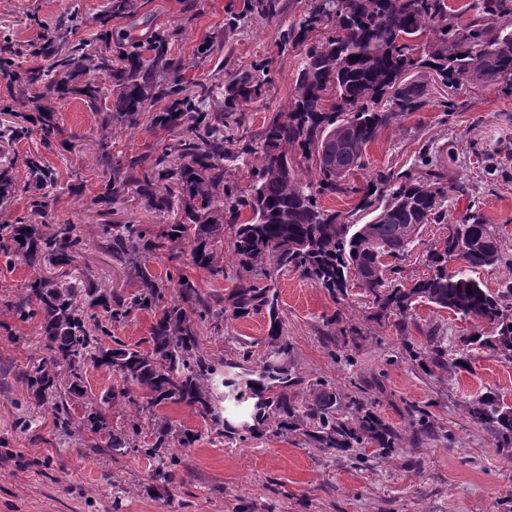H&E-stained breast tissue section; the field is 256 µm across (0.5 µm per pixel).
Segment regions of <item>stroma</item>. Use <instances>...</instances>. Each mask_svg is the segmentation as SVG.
I'll return each mask as SVG.
<instances>
[{
  "label": "stroma",
  "mask_w": 512,
  "mask_h": 512,
  "mask_svg": "<svg viewBox=\"0 0 512 512\" xmlns=\"http://www.w3.org/2000/svg\"><path fill=\"white\" fill-rule=\"evenodd\" d=\"M246 0H134L133 10L113 14L108 26L99 15L110 0H0V53L7 42L40 46L59 20L71 12L82 18L67 40L91 52L135 50L152 59L156 37H164L178 61L187 93L208 89L205 106L218 136L231 142L256 137L289 102L304 49L280 50L281 34L307 14L311 0H277L272 17L246 14ZM266 63L267 80L257 102L225 112L224 86L242 71ZM417 82L428 88L427 104L383 128L366 150L364 169L349 181L351 195L319 197L322 209L354 213L358 188L380 171L422 172L429 160L448 172L445 219L425 225L386 282L398 288L426 275L427 255L470 212L479 213L499 233L512 257V89L502 84L461 81L443 84L436 72L417 68ZM60 135L42 147L39 135L13 143L0 141V168L40 155L57 181L47 221L70 222L93 234L102 224H138L150 231L174 224L180 211L159 212L128 191L112 203L99 201L109 174L99 163L101 143H109L113 163L175 143L180 130L154 126L159 102H148L136 122L93 112L77 92L52 98ZM226 278L214 281L195 267L189 249L151 256L156 276L179 269L206 292L228 295L238 268L233 240H224ZM72 268L83 287L130 296L137 289L133 267L121 264L89 242ZM32 272L25 263L0 266V512H512V452L475 423L468 407L495 391L512 403V362L488 349L472 353L470 369H440L426 361L425 333L439 326L449 354L464 347L471 321L427 304L414 305L412 320L398 329L395 316L380 312L357 286L332 295L290 268L258 276L272 282L288 340L287 365L302 378L290 395L297 410L335 393L336 415L350 417L354 406L372 412L400 434L405 444L380 457L377 444L362 448H321L301 432L246 439L218 435L185 406L159 409L175 434L191 432L196 442L178 448L183 464L175 480L156 477V459L142 446L152 438L154 421H141L135 448L117 453L107 437L85 430L63 437L48 407L36 405L26 383L44 356L38 320H18L6 303L16 298ZM269 320L263 315L225 316L220 330L204 327L200 343L210 357L238 362L242 351L261 362L267 352Z\"/></svg>",
  "instance_id": "1"
}]
</instances>
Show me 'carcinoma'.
Here are the masks:
<instances>
[{
	"mask_svg": "<svg viewBox=\"0 0 512 512\" xmlns=\"http://www.w3.org/2000/svg\"><path fill=\"white\" fill-rule=\"evenodd\" d=\"M482 14L465 28H459L445 0H313L298 26L288 28L282 45L297 47L309 35L320 38L306 51L305 62L295 79L288 106L264 126L258 139H248L238 154L253 157L249 189L245 192L224 181V159L229 151L214 129L198 133L203 113L195 111L192 99L180 97V66L165 57V39L157 38L154 57L147 61L137 53L110 56L89 54L85 47L57 53L50 70L26 71L16 76L12 89L15 100L26 101L36 83L48 81L46 90L57 89L80 74L104 72L114 79L112 98L115 111L132 117L143 111L147 101L172 99L155 113L152 124L173 129L189 124L193 136L159 152L139 153L127 159L102 184L99 200L111 202L135 187L151 206L170 211L181 204L183 219L167 224L156 233L138 224H102L98 245L114 259L132 265L139 279L130 298L119 294L94 296L95 290L80 294L76 283L54 281L41 275L44 266L71 265L87 247V236L73 224H58L46 232L30 219L46 218L54 186L53 173L40 156L23 159L29 179L24 186L33 190L28 219L0 224V264L12 267L24 261L33 275L26 293L10 304L21 321L40 318L41 339L47 355L27 378L38 403L50 406L55 429L69 434L75 426L93 434L105 432L108 447L119 452L133 445L130 436L140 434V416H155V410L185 405L203 421L224 429L232 436L265 429L277 432L299 430L313 425L304 435L325 448H350L366 442L389 450L400 436L388 430L373 415L356 413L347 420L336 417V395L327 394L304 416L296 413L288 389L300 383L289 373L288 340L283 336L278 295L270 286L261 287L246 278L268 267L291 266L315 285L331 293L342 292L348 281L375 296L380 311L397 317L405 328L407 312L417 303L448 310L462 320L471 319L489 328L472 337L470 343L487 345V335L497 339L501 349L512 352V281L492 291L449 264L460 260L474 271L509 262L493 226L476 213L455 224L441 245L428 256L430 271L415 279L411 287L394 288L378 294L383 286L378 266L401 258L413 242V235L426 224H439L445 217L442 199L448 193V173L425 162L426 170L411 173L380 171L357 190L347 176L365 166L368 146L381 128L426 105L427 89L415 83L400 89L391 101L382 102L387 88L399 73L426 67L450 85L472 77L512 87V0H483ZM246 11L262 16L277 13L275 0H247ZM429 31L423 45L409 44L410 38ZM261 75L244 74L225 86L224 105L228 111L262 96ZM38 110L44 113L37 129L41 143L48 147L60 133L51 117L52 99L45 93ZM333 156L324 165L321 157ZM312 164L316 179L303 184L297 167ZM16 188L12 171H0V204ZM361 193L357 210L370 219L356 224L349 217L338 218L318 204V196ZM245 211L247 219L241 218ZM233 233L234 254L240 262V284L226 298L204 293L185 275L162 279L146 267L150 256L172 251L177 244H189L191 262L214 278H224V229ZM22 240H17V237ZM380 241L386 251L376 253L369 241ZM178 298L168 299L170 285ZM472 291H467V288ZM229 301L236 319L264 313L270 321L266 360L257 370L238 378L224 377L221 366L201 349V327L219 331L224 320V301ZM100 305L113 320L133 310L148 312L153 323L144 343L132 348L117 340L106 348L98 334H107L89 309ZM440 329L430 330L426 354L430 362L445 368L469 367L470 353L450 361ZM105 368L121 379L122 387L102 403H91L83 417L75 419L73 399L87 398L83 387L88 367ZM247 404L238 423L224 416L225 395ZM134 407L135 420L124 433L112 432L105 405ZM500 396L485 393L484 408L469 406L475 422L489 428L504 443L512 445V416L497 409ZM174 435L169 423L156 427L151 446L143 453L159 459L158 476L172 481L179 458L170 452Z\"/></svg>",
	"mask_w": 512,
	"mask_h": 512,
	"instance_id": "cac0c4a2",
	"label": "carcinoma"
}]
</instances>
